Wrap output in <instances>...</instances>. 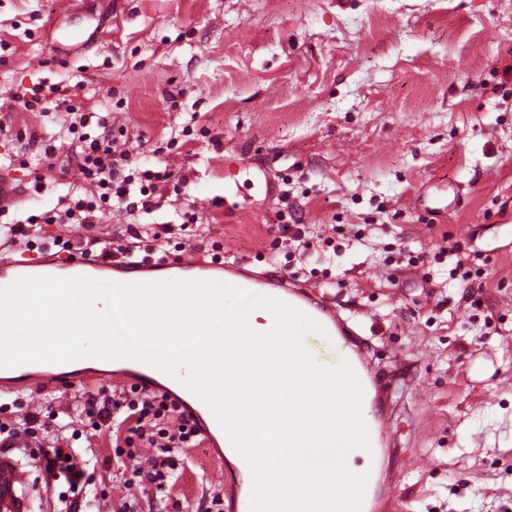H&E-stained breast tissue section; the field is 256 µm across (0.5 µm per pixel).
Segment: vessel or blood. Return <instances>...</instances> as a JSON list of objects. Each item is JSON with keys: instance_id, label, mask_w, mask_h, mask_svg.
<instances>
[{"instance_id": "obj_1", "label": "vessel or blood", "mask_w": 512, "mask_h": 512, "mask_svg": "<svg viewBox=\"0 0 512 512\" xmlns=\"http://www.w3.org/2000/svg\"><path fill=\"white\" fill-rule=\"evenodd\" d=\"M180 268H205L209 280L221 281L224 275L243 277L246 287L266 288L270 298L279 300L300 311L316 322L323 335L336 341L335 358L314 355V362L323 368L336 363L348 364L357 377L362 388L363 404L372 407L374 421L367 427L368 448L353 449L352 455L365 459L363 469L367 476L361 512H394L396 498L394 491L398 485L396 472L381 474L380 465L386 450L385 443L391 438V415L395 406L396 388L384 381L376 371L369 356L370 341L363 336L352 318L342 317L336 308L325 301H316L294 288L290 280L283 275L274 274L265 279L248 276L242 261H218L207 265L201 264L193 250H185L177 259ZM102 270L131 277L133 283L153 282L154 272L163 270V263H127L105 262ZM58 265L53 258L46 257L30 265H16L0 261V288L9 286L23 277H50L56 274ZM26 385L31 390L55 384L66 385L69 375L67 364L43 363L21 371ZM98 379L112 383L136 384L142 387H154L155 378L149 366L125 373H115L111 369H102L97 373ZM179 403L187 417L194 422L199 434L206 443H214L223 428L210 407L187 387L179 389ZM28 484V473L13 457L0 453V512H28V499L23 490Z\"/></svg>"}]
</instances>
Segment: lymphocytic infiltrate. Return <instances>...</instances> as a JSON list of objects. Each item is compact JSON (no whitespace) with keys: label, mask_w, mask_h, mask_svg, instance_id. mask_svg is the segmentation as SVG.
I'll return each instance as SVG.
<instances>
[{"label":"lymphocytic infiltrate","mask_w":512,"mask_h":512,"mask_svg":"<svg viewBox=\"0 0 512 512\" xmlns=\"http://www.w3.org/2000/svg\"><path fill=\"white\" fill-rule=\"evenodd\" d=\"M69 115L77 116L84 131L78 137L77 167L83 183L93 189L91 199H70L64 208L62 221L67 226L87 227L95 223L98 212L123 202L131 192H139L144 213H152L151 200L158 181L170 180L167 171L121 173L112 143L105 138L87 133V113L69 108ZM84 403L95 410L102 421L110 422L113 433H124L126 445L137 444L151 449L147 465L136 467L135 474L143 482L164 488L168 474L175 463L170 452L175 448L194 447L197 440L195 427L186 419L179 403L167 393L149 392L131 387L129 393L109 397L86 393ZM34 461L51 478L65 477L71 493H79L85 486V466L80 465L71 448H33L29 451Z\"/></svg>","instance_id":"obj_1"}]
</instances>
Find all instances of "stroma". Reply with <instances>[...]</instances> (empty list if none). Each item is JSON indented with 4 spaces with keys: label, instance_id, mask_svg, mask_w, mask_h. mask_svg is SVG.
Returning <instances> with one entry per match:
<instances>
[{
    "label": "stroma",
    "instance_id": "obj_1",
    "mask_svg": "<svg viewBox=\"0 0 512 512\" xmlns=\"http://www.w3.org/2000/svg\"><path fill=\"white\" fill-rule=\"evenodd\" d=\"M105 117L134 167L170 169L153 215L100 213L110 241L146 219L199 220L171 255L214 248L289 272L370 336L399 385L400 512H512V0H0L5 221L84 194L61 117L16 91L51 87ZM62 170L45 172L42 141ZM300 216V241L282 237ZM63 225L0 258L59 254ZM457 242L472 274L448 277ZM77 388L0 393V424L36 417L38 443L88 459L86 496L119 512H207L238 481L208 447L173 449L166 491L128 488L134 459L74 401Z\"/></svg>",
    "mask_w": 512,
    "mask_h": 512
}]
</instances>
